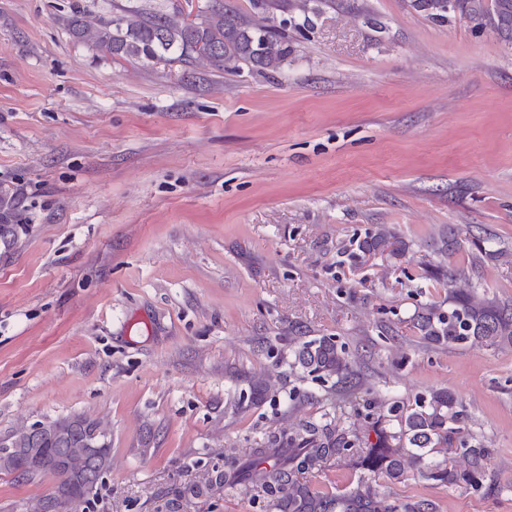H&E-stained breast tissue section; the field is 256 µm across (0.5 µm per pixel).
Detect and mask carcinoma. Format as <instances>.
<instances>
[{"mask_svg": "<svg viewBox=\"0 0 512 512\" xmlns=\"http://www.w3.org/2000/svg\"><path fill=\"white\" fill-rule=\"evenodd\" d=\"M323 2L280 0L278 7L298 12L299 28L308 30ZM409 7L432 22L478 21L512 47V0H409ZM65 25L78 41L141 65L171 54L217 72H278L293 52L274 17L248 19L228 0H205L191 20L180 11L92 17L74 9ZM370 250L394 255L398 241L386 228L376 230L356 242L351 266L364 264ZM432 275L446 287L448 306L429 303L414 310L409 325L420 340L435 346L512 347V298L492 295L479 282L455 287L460 271L454 266ZM355 365L348 345L337 337H299L288 366L330 383L318 398L320 407L269 429L252 448L224 449L157 512H177L184 502L229 495L243 486L265 503L267 512H437L429 499L396 498L382 490L384 483L407 480L411 470L433 485L483 490L491 450L473 444L463 405L451 390H431L411 402L369 400L361 409L349 407ZM276 397L267 381H254L253 400ZM96 431L111 429L103 419L79 414L8 431L6 445L0 446V473L31 483L54 478L49 493L14 502L10 512H96L101 477L112 461L110 443L95 455L87 453L86 440ZM332 461L354 471L355 481L331 493L312 488L308 476Z\"/></svg>", "mask_w": 512, "mask_h": 512, "instance_id": "cac0c4a2", "label": "carcinoma"}]
</instances>
